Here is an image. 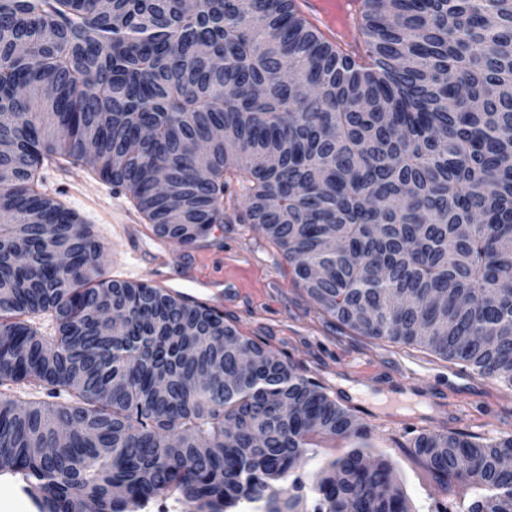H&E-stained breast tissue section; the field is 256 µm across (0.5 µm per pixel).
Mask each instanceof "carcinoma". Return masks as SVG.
Instances as JSON below:
<instances>
[{"mask_svg":"<svg viewBox=\"0 0 512 512\" xmlns=\"http://www.w3.org/2000/svg\"><path fill=\"white\" fill-rule=\"evenodd\" d=\"M351 27L330 39L294 0H0V475L40 512L165 491L301 512L288 481L318 436L349 450L308 487L317 512H409L321 385L216 309L105 277L90 225L41 190L50 163L90 166L183 249L237 186L342 328L512 388V0H359ZM408 448L466 512H512V436Z\"/></svg>","mask_w":512,"mask_h":512,"instance_id":"cac0c4a2","label":"carcinoma"}]
</instances>
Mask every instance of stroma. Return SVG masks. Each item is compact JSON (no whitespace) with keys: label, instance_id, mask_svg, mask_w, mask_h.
Wrapping results in <instances>:
<instances>
[{"label":"stroma","instance_id":"35a3bbf8","mask_svg":"<svg viewBox=\"0 0 512 512\" xmlns=\"http://www.w3.org/2000/svg\"><path fill=\"white\" fill-rule=\"evenodd\" d=\"M42 178L46 193L92 225L105 247L103 265L116 269L117 279L152 282L147 258L157 252L166 273L192 272L182 292L194 294L197 277L223 279L217 308L225 322L287 358L369 425L373 449L394 463L411 512H443L446 504L458 507L467 498L462 489L438 495L433 475L404 447L412 433L512 434V390L423 349L342 329L294 285L286 259L259 226L234 217L185 250L157 239L125 193L93 170L52 164ZM131 223L141 251L122 268L112 237L118 225Z\"/></svg>","mask_w":512,"mask_h":512}]
</instances>
